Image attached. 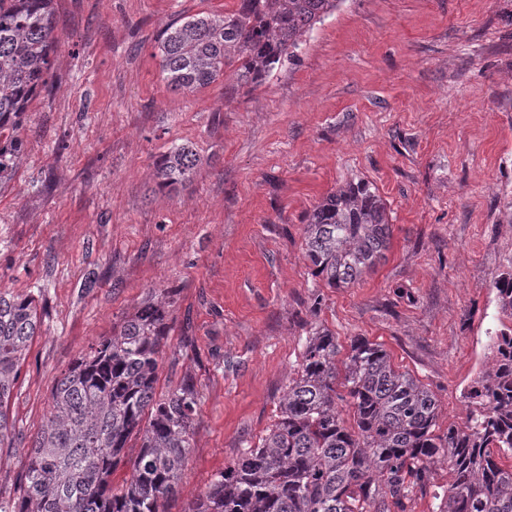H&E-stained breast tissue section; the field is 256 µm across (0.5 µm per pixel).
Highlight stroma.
I'll return each instance as SVG.
<instances>
[{"label":"stroma","instance_id":"stroma-1","mask_svg":"<svg viewBox=\"0 0 512 512\" xmlns=\"http://www.w3.org/2000/svg\"><path fill=\"white\" fill-rule=\"evenodd\" d=\"M234 0H56L51 94L24 120L0 192V289L43 309L14 390L0 490L49 409L53 380L113 325L172 291L158 390L199 392L183 512L275 422L311 328L364 336L461 425L488 362L493 285L512 272V0H340L257 88L171 91L167 24ZM193 144L195 180L159 190L154 162ZM372 182L390 248L351 288L311 276L305 215Z\"/></svg>","mask_w":512,"mask_h":512}]
</instances>
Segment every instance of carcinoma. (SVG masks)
Here are the masks:
<instances>
[{"label":"carcinoma","instance_id":"obj_1","mask_svg":"<svg viewBox=\"0 0 512 512\" xmlns=\"http://www.w3.org/2000/svg\"><path fill=\"white\" fill-rule=\"evenodd\" d=\"M54 0H0V191L24 151L22 115L51 87L56 49ZM341 0H238L168 27L160 67L173 91L194 93L231 75L261 85L297 57L303 37ZM200 156L189 144L155 162L157 186L192 183ZM390 211L370 181L329 192L305 216L311 275L351 288L389 250ZM500 313L512 319V274L495 282ZM169 292L112 326L54 380L49 414L25 453L15 495L0 512H165L179 494L190 453L198 391L185 377L157 392L171 332ZM43 313L31 294L0 292V446L21 361L40 335ZM491 366L467 393L465 425L437 427L439 404L416 376L395 368L362 336L342 349L318 327L278 404L277 420L243 449L183 512H407V503L445 462L453 475L439 512H512V330L490 337ZM351 409L352 423L342 415ZM140 438L128 456V441ZM129 475L116 487L120 466Z\"/></svg>","mask_w":512,"mask_h":512}]
</instances>
